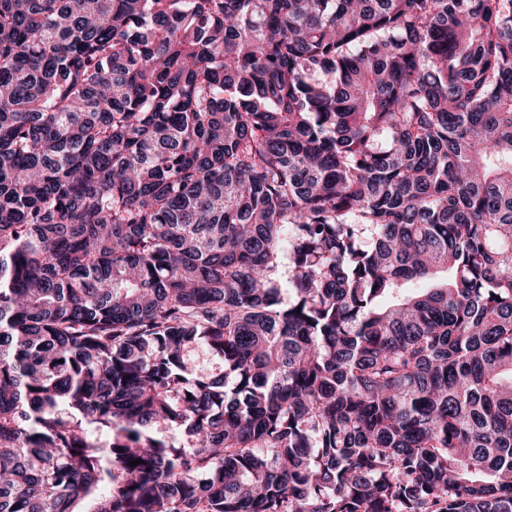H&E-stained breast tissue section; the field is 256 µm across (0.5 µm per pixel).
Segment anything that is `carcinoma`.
Listing matches in <instances>:
<instances>
[{"label":"carcinoma","instance_id":"obj_1","mask_svg":"<svg viewBox=\"0 0 512 512\" xmlns=\"http://www.w3.org/2000/svg\"><path fill=\"white\" fill-rule=\"evenodd\" d=\"M83 502L512 512V0H0V512Z\"/></svg>","mask_w":512,"mask_h":512}]
</instances>
